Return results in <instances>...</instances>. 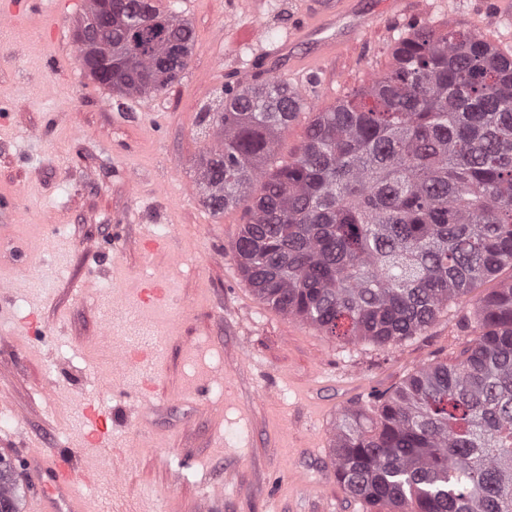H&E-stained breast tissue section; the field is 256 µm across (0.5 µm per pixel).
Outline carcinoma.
Here are the masks:
<instances>
[{"mask_svg":"<svg viewBox=\"0 0 512 512\" xmlns=\"http://www.w3.org/2000/svg\"><path fill=\"white\" fill-rule=\"evenodd\" d=\"M125 96L165 90L193 32L157 0H112ZM394 65L317 112L288 164L266 159L299 90L275 75L224 87L201 112L215 145L199 186L216 212L245 206L234 258L257 297L329 336L400 343L502 269H512V59L454 25L416 30ZM479 335L457 363L374 395V415L336 423V479L376 512H512V281L479 300ZM0 459V512H19Z\"/></svg>","mask_w":512,"mask_h":512,"instance_id":"obj_1","label":"carcinoma"}]
</instances>
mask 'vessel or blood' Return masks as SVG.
<instances>
[{"label":"vessel or blood","instance_id":"b4317fda","mask_svg":"<svg viewBox=\"0 0 512 512\" xmlns=\"http://www.w3.org/2000/svg\"><path fill=\"white\" fill-rule=\"evenodd\" d=\"M357 2L314 0L296 35L264 52L262 59L268 71L273 73L301 60L323 61L335 56L369 23L367 13L358 8ZM140 294L148 305L169 299L165 281L159 276L143 281ZM21 460L34 490L30 512H92L78 487L70 451L28 449Z\"/></svg>","mask_w":512,"mask_h":512}]
</instances>
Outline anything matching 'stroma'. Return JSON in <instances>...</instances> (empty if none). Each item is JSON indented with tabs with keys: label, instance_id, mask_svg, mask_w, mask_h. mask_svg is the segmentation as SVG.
I'll return each mask as SVG.
<instances>
[{
	"label": "stroma",
	"instance_id": "obj_1",
	"mask_svg": "<svg viewBox=\"0 0 512 512\" xmlns=\"http://www.w3.org/2000/svg\"><path fill=\"white\" fill-rule=\"evenodd\" d=\"M188 21L194 46L166 90L128 99L94 83L74 33L87 0H59L54 29L24 0L0 35V195L32 264L0 266V459L27 440L74 449L96 512H369L336 479L334 427L372 394L431 364L455 363L477 334L480 298L512 280L503 270L449 302L422 334L378 346L331 337L263 303L233 247L244 207L214 213L199 163L214 144L199 116L224 84L254 82L251 61L299 28L307 0H160ZM374 26L331 61L281 71L309 103L267 169L288 163L316 112L391 66L413 29L454 23L512 55V18L495 0H374ZM149 238L167 240L148 251ZM160 275L169 302L136 300ZM121 304L159 350L152 388L113 355L129 337L105 313ZM108 418L117 450L74 448L82 408Z\"/></svg>",
	"mask_w": 512,
	"mask_h": 512
}]
</instances>
